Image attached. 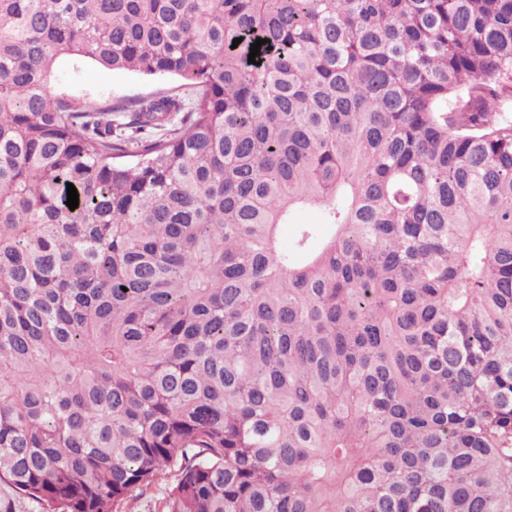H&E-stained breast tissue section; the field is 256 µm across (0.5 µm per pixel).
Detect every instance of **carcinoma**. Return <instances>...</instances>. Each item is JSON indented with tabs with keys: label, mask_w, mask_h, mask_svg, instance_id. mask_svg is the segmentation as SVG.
<instances>
[{
	"label": "carcinoma",
	"mask_w": 512,
	"mask_h": 512,
	"mask_svg": "<svg viewBox=\"0 0 512 512\" xmlns=\"http://www.w3.org/2000/svg\"><path fill=\"white\" fill-rule=\"evenodd\" d=\"M511 97L512 0H0V483L512 512ZM177 77L142 76L112 71L92 64L81 56L60 59L51 78L54 95L79 99L89 104L148 96L159 92L186 95L188 92Z\"/></svg>",
	"instance_id": "carcinoma-1"
}]
</instances>
